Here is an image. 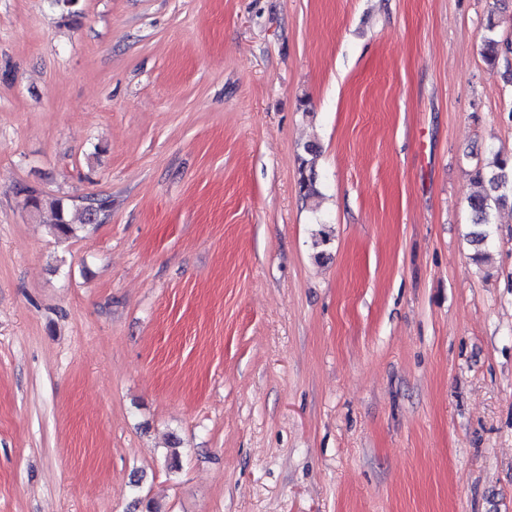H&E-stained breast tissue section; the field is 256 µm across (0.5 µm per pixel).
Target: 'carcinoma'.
I'll return each instance as SVG.
<instances>
[{
	"label": "carcinoma",
	"mask_w": 512,
	"mask_h": 512,
	"mask_svg": "<svg viewBox=\"0 0 512 512\" xmlns=\"http://www.w3.org/2000/svg\"><path fill=\"white\" fill-rule=\"evenodd\" d=\"M512 49V43L499 42L492 38L485 41L484 57L494 62L499 55ZM310 159L302 162L300 190L305 198H312L318 195L315 180V161L318 156L317 148L314 146L306 147ZM475 184L479 190L475 191L469 198V205L473 212V224L479 227V230L471 234V243L475 246L483 245L489 238V227L493 224V207L502 205L506 198L512 195V156L495 154L489 163V171L478 170L475 177ZM31 208L41 211L47 209L51 213L50 229L58 237L68 238L75 235L78 229L82 228L80 224L70 222L64 214V209L56 201H48L38 196L29 200ZM111 209V201L106 197L96 198L91 204L85 207L89 214L87 223H93L90 214H99L107 217Z\"/></svg>",
	"instance_id": "obj_1"
}]
</instances>
